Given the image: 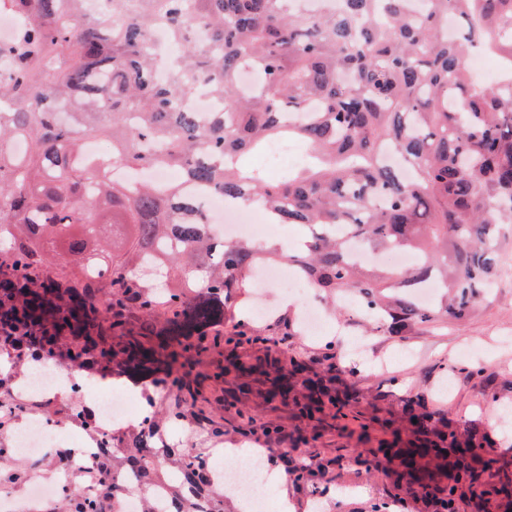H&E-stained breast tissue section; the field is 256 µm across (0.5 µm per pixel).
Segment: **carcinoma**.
<instances>
[{"mask_svg": "<svg viewBox=\"0 0 512 512\" xmlns=\"http://www.w3.org/2000/svg\"><path fill=\"white\" fill-rule=\"evenodd\" d=\"M340 0L308 11L298 0H110L109 19L89 18L84 0H0L22 18L0 43V351L31 357L62 351L132 380H170L167 409L184 415L198 390L194 355L229 307L252 287L253 269L282 259L247 241L216 248L207 223L178 182H118L85 155L89 138L112 139V162L174 168L240 205L259 198L278 224H299L308 241L288 254L312 287L335 299L357 292L385 312L381 327L466 318L494 284L499 243L512 229V0ZM167 30L180 54L153 77L149 41ZM223 52L197 54L193 27ZM493 45L508 77L477 85L465 61ZM252 69L259 84L238 89ZM223 101L209 121L177 108L195 90ZM310 151L303 170L277 179L242 164L269 138ZM26 151L17 155L15 141ZM346 226L370 250L421 255L399 272L352 262L326 232ZM130 244L114 262L101 244L113 228ZM437 278L446 295L420 307L411 289ZM254 332L213 340L228 350L224 372L264 374L269 393L292 406L318 439L327 414L349 417L356 390L342 371L312 378L292 358L245 363L235 355ZM487 432L465 429L408 400L400 425L379 448L398 461L397 480L429 499L433 512H512V470L491 457ZM0 445L3 482L21 485ZM176 465L164 512H224L209 458L167 446L156 411L132 432H112L98 461L97 491L65 486L71 512H122L128 494L142 512L163 481L160 459ZM135 474L133 485L111 472Z\"/></svg>", "mask_w": 512, "mask_h": 512, "instance_id": "obj_1", "label": "carcinoma"}]
</instances>
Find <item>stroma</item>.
Wrapping results in <instances>:
<instances>
[{"label": "stroma", "mask_w": 512, "mask_h": 512, "mask_svg": "<svg viewBox=\"0 0 512 512\" xmlns=\"http://www.w3.org/2000/svg\"><path fill=\"white\" fill-rule=\"evenodd\" d=\"M502 268L494 288L478 299L472 315L461 321L412 325L401 336L383 331L373 334L364 354L345 353V341L337 337L343 329L363 335L365 321L348 309L327 304L332 324L326 339L312 340L306 336H288L283 324L291 320L288 300L277 299L279 316L267 322H251L258 341L243 344L242 359L255 360L269 355L288 362L291 357L305 361L312 374L323 376L329 364H337L347 384L358 392V399L345 429L326 430L310 448L293 447L284 441V450L270 460L280 472V488L288 495L290 512H374L383 502L398 503L397 512H431L427 500L397 487L396 462L374 457L370 442L360 441L356 431L371 418H398L406 399L424 403L428 409L439 410L457 425L484 422L494 415L496 422L490 432L497 441L493 453L502 461L512 462V234L506 236L500 249ZM410 355L398 358L400 349ZM395 357L387 370H372V363ZM197 372L202 381L200 396L183 421L168 419L162 432L171 439L197 445L201 452L212 448L207 438L211 427H220L225 448H263L267 442L253 421L274 422L285 431H293L298 422L280 401L268 399L262 377H239L224 372L223 353L202 352L197 358ZM220 381H213V374ZM450 377V396L441 397L438 386L442 377ZM236 394L249 420L225 410L226 394ZM311 464L315 473L312 482H292L288 469ZM354 495H347V488ZM325 494L324 507L315 510L314 494Z\"/></svg>", "instance_id": "obj_1"}]
</instances>
